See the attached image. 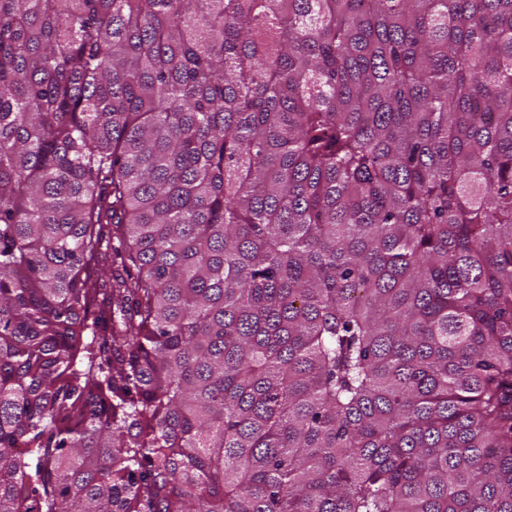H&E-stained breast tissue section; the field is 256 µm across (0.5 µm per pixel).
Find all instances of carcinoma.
Returning a JSON list of instances; mask_svg holds the SVG:
<instances>
[{
	"label": "carcinoma",
	"instance_id": "cac0c4a2",
	"mask_svg": "<svg viewBox=\"0 0 512 512\" xmlns=\"http://www.w3.org/2000/svg\"><path fill=\"white\" fill-rule=\"evenodd\" d=\"M0 512H512V0H0Z\"/></svg>",
	"mask_w": 512,
	"mask_h": 512
}]
</instances>
